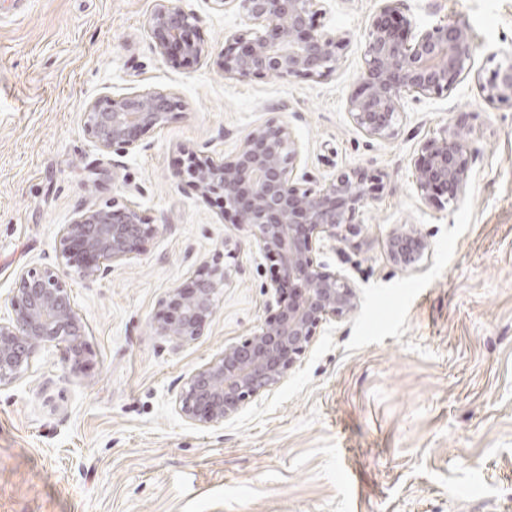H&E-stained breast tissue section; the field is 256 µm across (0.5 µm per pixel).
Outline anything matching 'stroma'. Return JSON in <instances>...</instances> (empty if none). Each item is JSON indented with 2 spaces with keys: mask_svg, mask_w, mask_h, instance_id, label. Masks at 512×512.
Instances as JSON below:
<instances>
[{
  "mask_svg": "<svg viewBox=\"0 0 512 512\" xmlns=\"http://www.w3.org/2000/svg\"><path fill=\"white\" fill-rule=\"evenodd\" d=\"M199 18L191 62L159 52L156 0H0V317L17 271L53 267L61 225L82 210L135 205L158 230L134 258L86 279L65 271L84 330L75 363L53 344L0 387V512H512V106L478 80L512 65V0H399L412 26L456 22L473 68L448 93L404 98L392 138L366 137L346 100L380 0H329L319 29L350 36L321 79L239 78L224 48L248 23L237 0H181ZM176 97L164 126L118 156L85 130L90 105ZM290 127L299 174L324 186L358 167L385 188L351 241L321 256L359 307L324 323L288 377L224 425L177 401L188 379L269 314L270 262L180 174L185 151L233 154L257 125ZM466 131L458 205L421 200L414 161L451 125ZM414 225L416 270L387 253ZM229 265L201 336L158 335L161 301L201 263Z\"/></svg>",
  "mask_w": 512,
  "mask_h": 512,
  "instance_id": "stroma-1",
  "label": "stroma"
}]
</instances>
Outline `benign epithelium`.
I'll return each instance as SVG.
<instances>
[{
	"label": "benign epithelium",
	"mask_w": 512,
	"mask_h": 512,
	"mask_svg": "<svg viewBox=\"0 0 512 512\" xmlns=\"http://www.w3.org/2000/svg\"><path fill=\"white\" fill-rule=\"evenodd\" d=\"M246 18L261 23L234 36L224 54V71L241 78L321 79L339 67L348 33L319 30L317 14L327 0H238ZM397 0H381L365 37L363 67L346 109L354 126L373 139L395 133L406 93L423 97L448 93L470 71L472 37L456 23L406 31L396 18ZM198 17L177 0H158L148 25L163 53L175 48L188 59L202 55L189 38ZM490 102H512V66L480 83ZM177 109L172 97L144 93L112 99L107 108L85 112L89 137L104 151L128 154L139 136L167 123ZM301 147L286 125L255 127L230 156L189 155L184 170L201 197L249 231L252 242L272 263L267 286L276 311L244 341L196 369L187 379L178 408L202 428L224 423L261 392L284 381L317 329L358 308V297L342 274L319 259L325 242L358 232L355 215L384 187L383 175L368 178L360 169L336 175L325 187L296 177ZM469 153L460 129L427 142L414 162L417 195H447L458 204L469 179ZM157 232L130 205L84 210L59 235V265L80 268L88 279L138 255ZM428 248L412 227L394 229L387 239L390 259L412 267ZM230 268L205 267L189 288L177 287L164 299L168 319L157 332L181 343L201 335L216 294L228 284ZM13 316L0 318V385L14 382L31 367L36 351L55 343L74 360L84 352V328L71 290L60 270L24 268L16 273L10 297Z\"/></svg>",
	"instance_id": "benign-epithelium-1"
}]
</instances>
